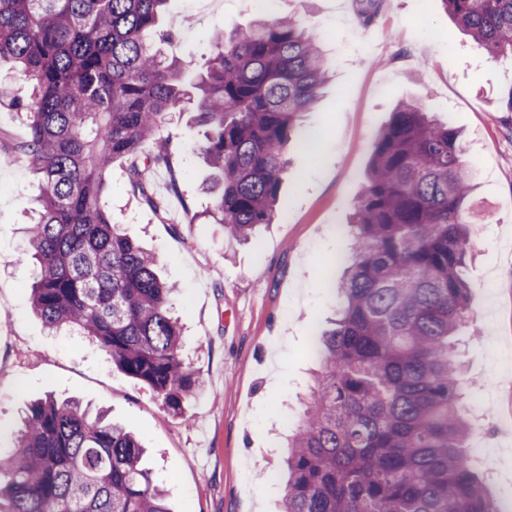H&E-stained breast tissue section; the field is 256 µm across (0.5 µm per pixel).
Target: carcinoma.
Here are the masks:
<instances>
[{
	"mask_svg": "<svg viewBox=\"0 0 512 512\" xmlns=\"http://www.w3.org/2000/svg\"><path fill=\"white\" fill-rule=\"evenodd\" d=\"M170 0H0V62L28 82L7 102L26 114L19 150L39 179L29 246L33 311L50 330L95 340L175 416L199 380L182 357L177 288L155 255L112 223L105 174L130 160L133 195L163 197L144 179L165 168L178 190L172 140L142 141L196 102L212 170L205 212L229 241L271 223L291 140L326 83L319 33L293 17H261L210 35L213 54L188 86L155 44ZM493 60H512V0H441ZM380 0H357L368 27ZM472 164L460 133L417 101L379 133L355 205L332 327L316 330L320 370L287 436L282 512H496L466 452L452 338L468 324L464 277L474 242ZM127 428L74 400L27 408L15 450L0 461V512H172Z\"/></svg>",
	"mask_w": 512,
	"mask_h": 512,
	"instance_id": "cac0c4a2",
	"label": "carcinoma"
}]
</instances>
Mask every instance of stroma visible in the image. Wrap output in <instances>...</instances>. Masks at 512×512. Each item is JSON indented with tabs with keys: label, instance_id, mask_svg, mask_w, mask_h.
<instances>
[{
	"label": "stroma",
	"instance_id": "1",
	"mask_svg": "<svg viewBox=\"0 0 512 512\" xmlns=\"http://www.w3.org/2000/svg\"><path fill=\"white\" fill-rule=\"evenodd\" d=\"M355 10V0L266 6L322 34L329 81L301 120L319 135L314 149L289 147L281 211L255 240L230 247L221 225L191 220L211 206L201 191L211 178L200 158L206 129L192 111L171 113L158 132L173 136L179 172L175 192L166 170L148 175L168 197L165 212L130 193L126 161L108 171L113 222L157 255L178 288L184 357L201 380L180 417L88 338L49 331L33 314L24 222L39 184L17 149L25 115L0 105V453L13 451L31 401L76 397L139 437L173 512H279L282 488L268 475L281 467L278 436L312 382V336L334 304L326 281L342 277L338 258L349 248L343 226L365 189L378 132L400 102L417 100L462 131L473 162L472 310L456 347L468 415L491 454L477 473L499 512H512V126L496 108L512 64L461 34L441 0H383L366 28ZM171 14L179 40L169 52L191 78L210 55L212 31L248 26L260 12L254 0H172Z\"/></svg>",
	"mask_w": 512,
	"mask_h": 512
}]
</instances>
